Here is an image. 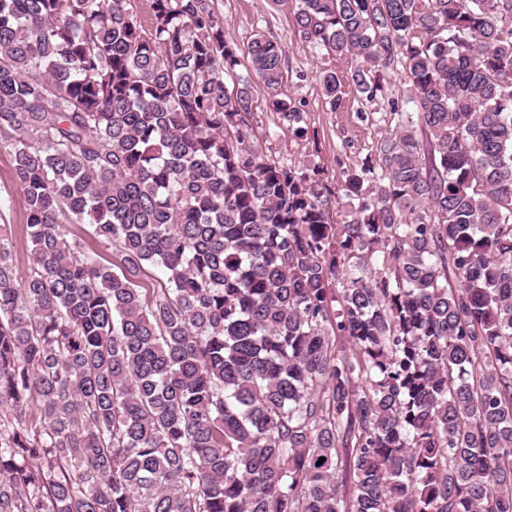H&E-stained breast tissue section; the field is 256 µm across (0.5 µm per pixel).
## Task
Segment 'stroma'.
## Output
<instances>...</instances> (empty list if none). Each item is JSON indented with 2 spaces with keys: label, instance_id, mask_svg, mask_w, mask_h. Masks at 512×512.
<instances>
[{
  "label": "stroma",
  "instance_id": "obj_1",
  "mask_svg": "<svg viewBox=\"0 0 512 512\" xmlns=\"http://www.w3.org/2000/svg\"><path fill=\"white\" fill-rule=\"evenodd\" d=\"M226 32L246 46L254 32H264L286 48L285 78L280 92L295 102L302 112L305 132L295 136L279 116L266 106L262 87L253 91L249 118L256 135V145L268 158L288 165L312 161L323 166L331 188H338L344 171L367 162L384 135V119L391 102L405 101L408 76L399 69L390 73L381 96L374 102L360 100L345 92L337 106H330L322 93V72L343 75L352 61L311 48L294 28L295 0H218ZM0 222L9 224L15 241L14 263L18 280H25L29 269L30 242L26 234L27 203L13 178L11 156L0 151Z\"/></svg>",
  "mask_w": 512,
  "mask_h": 512
}]
</instances>
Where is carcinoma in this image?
<instances>
[{"label": "carcinoma", "mask_w": 512, "mask_h": 512, "mask_svg": "<svg viewBox=\"0 0 512 512\" xmlns=\"http://www.w3.org/2000/svg\"><path fill=\"white\" fill-rule=\"evenodd\" d=\"M295 2L331 106L409 78L335 192L254 145L286 49L227 88L215 0H0V512H512V0ZM0 198L6 202L0 224H10L15 241L14 263L21 283L28 274L31 248L25 226L27 203L14 182L12 157L6 151H0Z\"/></svg>", "instance_id": "cac0c4a2"}]
</instances>
